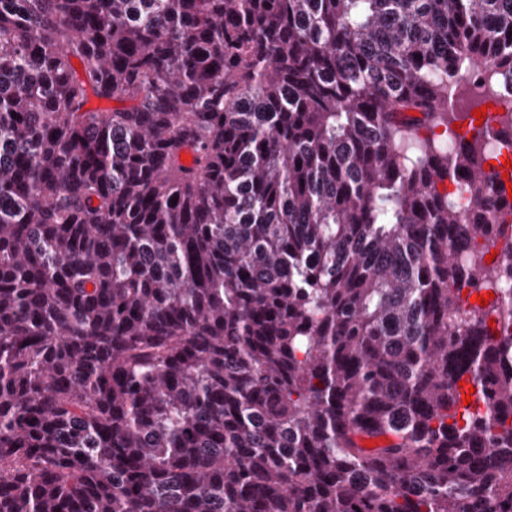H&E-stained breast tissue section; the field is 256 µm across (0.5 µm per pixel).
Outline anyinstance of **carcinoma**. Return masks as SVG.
I'll return each instance as SVG.
<instances>
[{
    "label": "carcinoma",
    "mask_w": 512,
    "mask_h": 512,
    "mask_svg": "<svg viewBox=\"0 0 512 512\" xmlns=\"http://www.w3.org/2000/svg\"><path fill=\"white\" fill-rule=\"evenodd\" d=\"M490 75L512 0H0V512H512Z\"/></svg>",
    "instance_id": "cac0c4a2"
}]
</instances>
